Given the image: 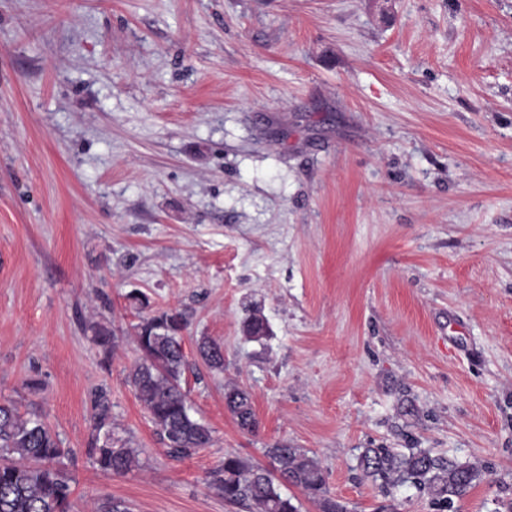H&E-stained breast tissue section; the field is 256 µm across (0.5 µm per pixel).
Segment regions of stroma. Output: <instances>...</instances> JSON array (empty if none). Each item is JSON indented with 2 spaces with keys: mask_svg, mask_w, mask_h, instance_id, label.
Instances as JSON below:
<instances>
[{
  "mask_svg": "<svg viewBox=\"0 0 512 512\" xmlns=\"http://www.w3.org/2000/svg\"><path fill=\"white\" fill-rule=\"evenodd\" d=\"M135 292L187 320L213 443L183 459L127 382ZM100 393L140 451L123 475L88 455ZM1 400L70 449L72 512H243L206 477L278 442L349 512H504L512 0H0ZM367 448L483 474L445 504L365 478ZM198 353L208 367L217 373L224 371V348L206 338L198 344ZM224 401L241 429L249 432L256 429L257 421L249 393L237 386H230L224 391Z\"/></svg>",
  "mask_w": 512,
  "mask_h": 512,
  "instance_id": "stroma-1",
  "label": "stroma"
}]
</instances>
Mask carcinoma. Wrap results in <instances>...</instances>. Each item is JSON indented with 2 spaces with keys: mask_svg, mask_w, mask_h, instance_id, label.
<instances>
[{
  "mask_svg": "<svg viewBox=\"0 0 512 512\" xmlns=\"http://www.w3.org/2000/svg\"><path fill=\"white\" fill-rule=\"evenodd\" d=\"M181 314L158 312L136 325V342L141 352L128 375L136 398L148 414L167 452L188 457L212 443L210 428L192 414L181 386L185 367ZM198 353L208 367L224 372V348L206 338ZM224 401L241 429L252 432L257 421L249 393L230 386ZM94 435L89 455L102 470L125 474L140 466L139 451L112 431V413L102 397L94 403ZM66 454L58 435L38 415L22 414L11 402L0 401V512H70L69 478L61 468ZM271 467L253 464L227 454L210 475L208 487L224 502L247 506L250 512H299V507L282 492L285 486L300 489L319 512H347L331 496L319 462L302 448L286 443L265 451ZM367 477L383 478L394 484L413 480L438 501L461 496L478 478L468 464L450 465L422 451L398 454L390 449L367 448L360 457ZM92 512H131L122 499L98 500Z\"/></svg>",
  "mask_w": 512,
  "mask_h": 512,
  "instance_id": "obj_1",
  "label": "carcinoma"
}]
</instances>
